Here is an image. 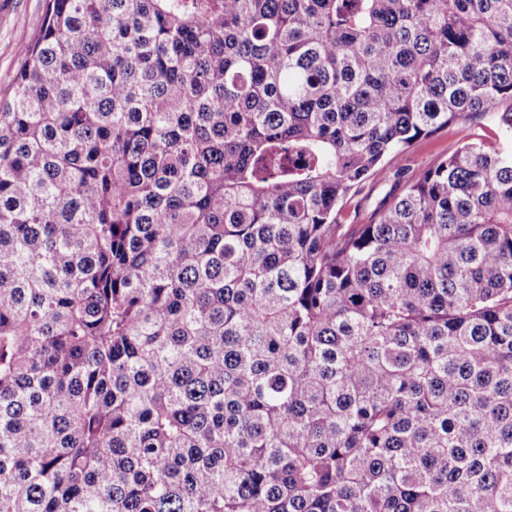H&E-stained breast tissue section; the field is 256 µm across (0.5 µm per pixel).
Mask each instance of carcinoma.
<instances>
[{"label":"carcinoma","mask_w":512,"mask_h":512,"mask_svg":"<svg viewBox=\"0 0 512 512\" xmlns=\"http://www.w3.org/2000/svg\"><path fill=\"white\" fill-rule=\"evenodd\" d=\"M506 101L512 0H44L0 512H512V149L386 168ZM383 175L372 177L368 180L364 193L369 194L370 199L363 205L360 211L359 224H366L373 214L378 203L385 197L390 185H387L382 178Z\"/></svg>","instance_id":"1"}]
</instances>
